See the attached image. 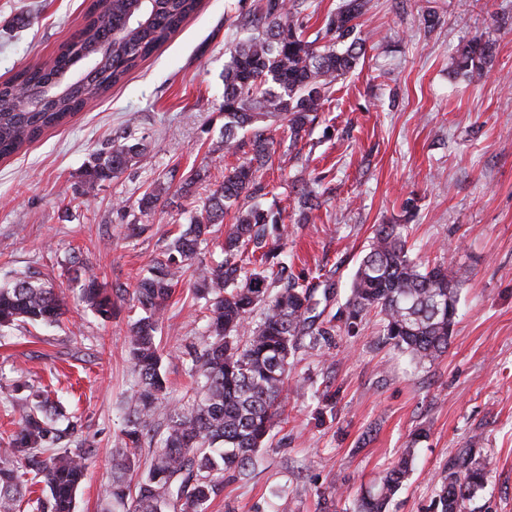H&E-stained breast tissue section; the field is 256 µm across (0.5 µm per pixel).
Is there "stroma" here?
Returning a JSON list of instances; mask_svg holds the SVG:
<instances>
[{
	"label": "stroma",
	"mask_w": 512,
	"mask_h": 512,
	"mask_svg": "<svg viewBox=\"0 0 512 512\" xmlns=\"http://www.w3.org/2000/svg\"><path fill=\"white\" fill-rule=\"evenodd\" d=\"M254 2L203 0L122 83L0 160V284L25 272L68 301L60 325L0 334V445L18 428L17 380L77 414L96 454L76 512H123L106 507L100 489L112 479L133 390V311L127 301L101 321L64 266L76 255L101 281L133 286L190 204L168 194L149 217L123 218L119 208L201 166L220 182L235 164L218 148L222 75L242 34L238 16ZM91 3L0 0V82L53 58ZM477 34L493 60L472 81L454 72L453 58ZM357 36L363 56L300 142L304 158L264 174L270 192L261 203L278 205L292 228L284 252L294 272L335 282L330 314L344 307L376 225L408 224L413 254L451 265L463 281L453 337L444 357L419 365L385 342L372 311L355 332L302 347L290 377L304 392L289 393L286 423L248 474L225 475L207 512H348L420 430L426 436L389 512H435L437 481L462 448L488 470L467 512H512V0H372ZM126 136L145 146L138 162L83 195L92 154ZM314 177L325 202L304 222L292 183ZM203 324L199 303L178 285L157 337L169 405L192 393L184 351Z\"/></svg>",
	"instance_id": "1"
}]
</instances>
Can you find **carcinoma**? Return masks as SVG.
I'll return each instance as SVG.
<instances>
[{
  "label": "carcinoma",
  "instance_id": "carcinoma-1",
  "mask_svg": "<svg viewBox=\"0 0 512 512\" xmlns=\"http://www.w3.org/2000/svg\"><path fill=\"white\" fill-rule=\"evenodd\" d=\"M201 7V0H153L148 18L140 0L93 3L83 28L62 47L49 68L28 67L0 83V159L20 153L45 131L68 122L86 103L106 94L150 57ZM308 0H257L243 18L247 35L230 47L224 69V152L241 156L239 165L213 185L199 207L186 211L188 224L158 254L133 286L128 346L135 377L134 394L123 416L112 454V482L102 492L126 512H207L224 474L242 475L254 467L281 423L282 393L291 359L304 339L317 345L336 334V319L351 329L372 309L382 314V330L397 350L416 363H433L448 352L463 281L451 266L422 263L412 256L405 224H380L359 261L344 311L324 316L317 289L287 265L283 249L288 225L255 199L265 195L264 171L273 165L277 141L263 123L272 120L296 146L319 112L332 101L336 83L355 68L361 45L354 37L369 0H342L327 15L322 37H307ZM113 33L112 54L73 87L68 73L81 57L96 52L99 39ZM492 62L490 46L475 36L458 49L454 67L480 80ZM59 97L33 109L20 99L49 83ZM143 154L142 143H111L84 168L83 193L89 195L124 172ZM196 170L176 192L190 196L206 181ZM315 181L293 186L300 215L321 207ZM168 188L158 183L135 205L154 214ZM231 223H224L226 215ZM224 259L207 264L201 246L218 240ZM189 276L188 288L204 301L206 324L201 348L185 351L198 391L191 408L167 413L158 448H143L166 391L158 333L174 288ZM81 301L101 320L112 319L114 298L128 289L106 288L98 277H79ZM65 300L55 288L21 274L0 285V329L18 323L62 321ZM261 308L255 321L252 313ZM18 431L0 455V512H75L86 465L96 449L77 435V422L48 405L40 392L21 398ZM416 440L397 464L360 495L354 512H386L411 471ZM487 480L485 466L463 448L440 478L437 512H466ZM41 486L31 498L30 487Z\"/></svg>",
  "mask_w": 512,
  "mask_h": 512
}]
</instances>
